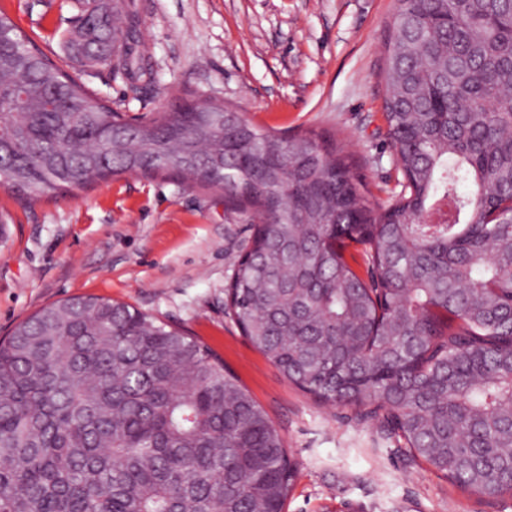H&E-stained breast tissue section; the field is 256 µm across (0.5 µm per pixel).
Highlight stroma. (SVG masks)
<instances>
[{"label": "stroma", "mask_w": 512, "mask_h": 512, "mask_svg": "<svg viewBox=\"0 0 512 512\" xmlns=\"http://www.w3.org/2000/svg\"><path fill=\"white\" fill-rule=\"evenodd\" d=\"M395 0H132L152 72L68 69L131 119L170 91L234 105L278 133L335 134L385 204L397 172L383 114V35ZM44 52L58 50L75 0H0ZM255 219L223 196L168 177L126 175L35 205L0 189V337L76 296L125 303L206 346L291 448L298 468L283 512H512V499L462 493L412 462L395 437L293 384L224 311V290Z\"/></svg>", "instance_id": "obj_1"}]
</instances>
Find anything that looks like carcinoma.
Segmentation results:
<instances>
[{"label":"carcinoma","mask_w":512,"mask_h":512,"mask_svg":"<svg viewBox=\"0 0 512 512\" xmlns=\"http://www.w3.org/2000/svg\"><path fill=\"white\" fill-rule=\"evenodd\" d=\"M85 2L69 57L149 81L128 0L104 28ZM381 78L402 180L376 210L335 135L182 90L132 122L0 15V188L33 205L175 176L253 211L227 288L250 342L460 490L512 499V0H396ZM295 469L207 348L128 305L69 298L0 341V512H282Z\"/></svg>","instance_id":"cac0c4a2"}]
</instances>
